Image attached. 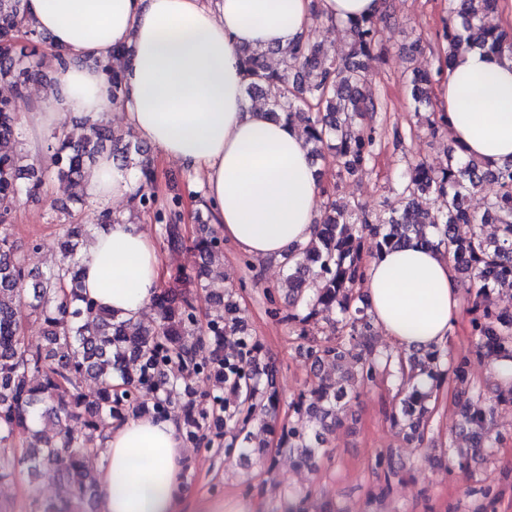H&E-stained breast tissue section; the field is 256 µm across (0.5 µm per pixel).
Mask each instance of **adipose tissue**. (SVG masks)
<instances>
[{
    "label": "adipose tissue",
    "instance_id": "ef3b65f1",
    "mask_svg": "<svg viewBox=\"0 0 512 512\" xmlns=\"http://www.w3.org/2000/svg\"><path fill=\"white\" fill-rule=\"evenodd\" d=\"M315 0H23V13L61 57L39 118L110 112L105 72L114 50L128 65L121 105L127 123L165 160L202 175L211 221L258 260L281 258L309 241L323 185L296 126L273 121L248 101L242 49H270L305 35ZM448 137L494 166L512 159V57L459 56L434 88ZM138 169L102 155L84 182L102 207L130 199ZM86 294L136 319L164 278L144 228L121 218L93 230L80 255ZM374 321L404 349L433 348L450 336L461 281L434 250L405 247L370 260L363 282ZM172 416L144 412L110 422L100 461L101 512H183L189 490Z\"/></svg>",
    "mask_w": 512,
    "mask_h": 512
}]
</instances>
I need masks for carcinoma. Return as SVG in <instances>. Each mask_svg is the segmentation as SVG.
<instances>
[{
	"mask_svg": "<svg viewBox=\"0 0 512 512\" xmlns=\"http://www.w3.org/2000/svg\"><path fill=\"white\" fill-rule=\"evenodd\" d=\"M497 5L498 0H448V19L439 33L447 45L446 62L474 50L492 57L504 50L512 53V34L488 23ZM386 21L380 14L348 21L350 41L340 51L308 37L272 50H242L248 96L261 101L268 118L297 123L313 158L329 150L340 175L358 174L374 158V128L363 120L377 111V103L364 86L362 59L371 56ZM20 28L30 41L41 39V33L25 22L21 0H0V79H13L15 87L13 97L0 99V148L14 138L26 82L44 77L33 52H17L4 41ZM269 53L280 56L281 68L266 65ZM122 60L123 54L114 52L107 66L114 98L122 85ZM441 74L440 67L433 71L415 67L406 80L414 111L430 113L428 123L433 129L438 118L432 87ZM81 124L83 134L76 140L58 141L51 154L57 176L68 181L73 196L83 197L84 164L103 151L106 142H121L123 146L113 155L141 171L136 207L154 210L168 248H181L179 201L154 209L155 171L140 143L129 133H116L101 116L83 118ZM22 160L13 151L0 154V474L18 467L31 475L51 471L66 496L45 505L42 512H82L95 498L98 482L85 460L105 451L108 422L123 417L142 390L156 394L154 411L164 414L172 399L181 396L173 388V379L186 384L192 374L215 377L237 397L232 405L223 403L227 433L233 441L253 417L275 415L277 371L268 367L267 385L260 387L255 369L258 346L246 332L239 305L224 298L223 289L212 291L216 312L201 331L189 296L172 290L156 296L157 323L152 327L106 311L83 293L78 270L77 248L90 224L65 225L59 239L62 259L56 267L47 272L28 267L16 251L7 224L21 190L20 180L34 172ZM488 182L497 190L484 197L483 212L478 214L469 209L468 197ZM419 194L431 196L428 207L416 204ZM458 224L471 225L469 237L456 234ZM484 224L497 225V232L485 234ZM413 245L445 249L462 282L468 284L478 345L493 359L512 358V314L497 310L495 300L497 294L512 295V163L489 167L474 158L463 159L451 143L446 165L433 168L420 162L412 168L400 187L398 208L389 213H371L358 203L339 204L333 195H326L315 235L283 254L289 306L283 320L305 323L323 309H337L342 318L332 330L342 336L305 348L313 367L330 365L336 368V377L318 379L309 395L294 402V413L313 422L315 429L309 435L303 426L282 428L280 450L295 453L305 462L326 454L325 435L336 428L341 403L357 387L393 371L400 376L403 397L392 419L401 426L408 446L423 441L433 393L423 381L439 377V350L422 358L389 352L355 374L345 370V365L371 350L367 335L371 320L360 288L366 259ZM194 247L202 260L199 283L223 278V272L213 269L223 254L216 232L202 230ZM29 317L41 321L45 344L26 340L23 321ZM451 373L452 384L465 398L467 429L474 436L486 435L487 414L472 402L467 358L458 357ZM80 376L92 380L93 390L84 391L76 384ZM183 413L186 437L194 440L206 411L188 401ZM33 417L55 419L57 439L30 427ZM71 420L81 421L83 429L74 431ZM18 429L29 438L19 452L7 447Z\"/></svg>",
	"mask_w": 512,
	"mask_h": 512,
	"instance_id": "obj_1",
	"label": "carcinoma"
}]
</instances>
